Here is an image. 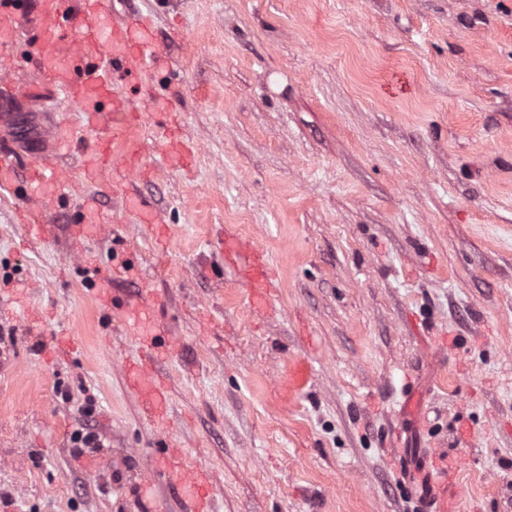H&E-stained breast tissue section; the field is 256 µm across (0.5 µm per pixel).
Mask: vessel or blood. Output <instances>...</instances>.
Returning <instances> with one entry per match:
<instances>
[{
	"instance_id": "1",
	"label": "vessel or blood",
	"mask_w": 512,
	"mask_h": 512,
	"mask_svg": "<svg viewBox=\"0 0 512 512\" xmlns=\"http://www.w3.org/2000/svg\"><path fill=\"white\" fill-rule=\"evenodd\" d=\"M111 15L112 0H0V56L19 38H26L29 55L41 63L39 82L52 85L82 113L86 126L97 130L93 147L83 157V167L91 174L138 161L133 143L116 147L111 133L112 128L124 126L132 114L129 102L115 91L112 75L132 76L148 68L155 51L146 19L130 11L126 22L113 25ZM58 149V141L52 140L38 153L36 170L24 186L28 200L64 196L65 185L54 170ZM16 163L13 153L0 151V194L13 193ZM219 247L230 263L242 266L261 287H272L274 275L261 249L244 245L230 232L221 236ZM91 291L102 308L118 309L126 331L140 337L143 356L129 371L126 383L159 427L169 429L168 387L152 365L160 352L172 351L178 344L170 323L159 314L153 297L117 301L111 271L93 268ZM423 475L431 485L429 498L435 512H455L453 471L432 464ZM160 479L178 486L183 512H211L207 471L190 465L172 450L154 458L148 476L139 484L146 512H162L155 495Z\"/></svg>"
}]
</instances>
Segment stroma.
Returning <instances> with one entry per match:
<instances>
[{
  "instance_id": "stroma-1",
  "label": "stroma",
  "mask_w": 512,
  "mask_h": 512,
  "mask_svg": "<svg viewBox=\"0 0 512 512\" xmlns=\"http://www.w3.org/2000/svg\"><path fill=\"white\" fill-rule=\"evenodd\" d=\"M112 3L154 26L158 96L131 138L154 161L174 112L192 162L131 181L165 246L66 152L69 196L32 216L46 240L0 196V289L18 297L0 329V512H141L163 442L208 470L212 512H430L398 478L410 448L455 458L458 512H512V0ZM13 55L0 144L22 182L47 132L83 117L29 85L25 42ZM88 198L122 231L90 232L66 273ZM225 229L265 250L267 305L221 269ZM116 255L139 269L122 297L155 290L182 343L156 362L165 434L125 384L138 342L86 281ZM62 333L73 351L44 364ZM87 422L105 447L79 468Z\"/></svg>"
}]
</instances>
